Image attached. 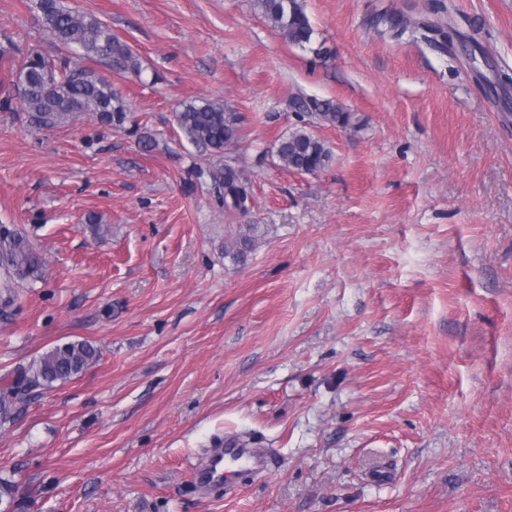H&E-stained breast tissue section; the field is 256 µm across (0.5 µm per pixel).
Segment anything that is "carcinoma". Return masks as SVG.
Listing matches in <instances>:
<instances>
[{
    "instance_id": "obj_1",
    "label": "carcinoma",
    "mask_w": 512,
    "mask_h": 512,
    "mask_svg": "<svg viewBox=\"0 0 512 512\" xmlns=\"http://www.w3.org/2000/svg\"><path fill=\"white\" fill-rule=\"evenodd\" d=\"M258 8L279 34L290 44L307 48L313 29L301 0H256ZM36 19L56 42L79 53V58L109 60L118 70L138 68L132 49L96 16L65 7L62 0H36ZM21 104L36 126L49 127L75 114H87L122 128L128 119L124 102L112 84L94 71L68 59L53 58L37 50L29 53L18 75ZM295 112L300 122L311 125L326 122L347 126L351 114L330 100L297 97ZM177 123L185 137L213 155L221 157L237 137L239 116L224 109V104L201 98L183 107ZM280 164L302 174H314L329 165L332 153L326 143L306 129H297L276 142ZM218 200L231 216L248 208L251 194L236 170L220 168L212 174ZM260 230L258 224L238 227L231 236L227 253L237 260L247 257ZM40 259L16 231L0 227V296L4 305L14 301L17 280L39 270ZM100 354L88 341H69L21 366L9 386L0 391V423L15 419L20 405L36 389L65 383L85 372Z\"/></svg>"
}]
</instances>
